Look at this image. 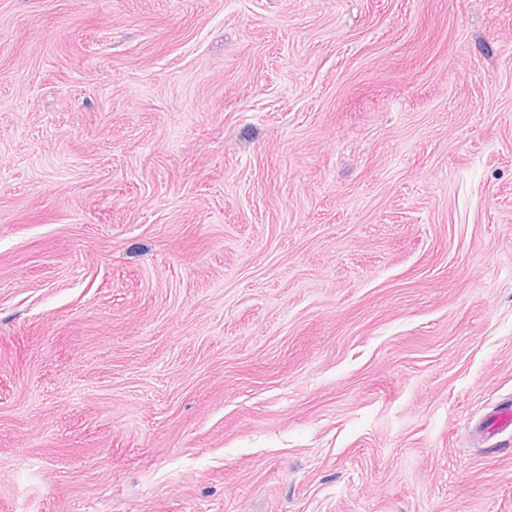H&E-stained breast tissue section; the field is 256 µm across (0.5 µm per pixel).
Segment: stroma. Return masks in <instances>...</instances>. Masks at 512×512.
Here are the masks:
<instances>
[{"instance_id":"stroma-1","label":"stroma","mask_w":512,"mask_h":512,"mask_svg":"<svg viewBox=\"0 0 512 512\" xmlns=\"http://www.w3.org/2000/svg\"><path fill=\"white\" fill-rule=\"evenodd\" d=\"M512 0H0V512H512Z\"/></svg>"}]
</instances>
